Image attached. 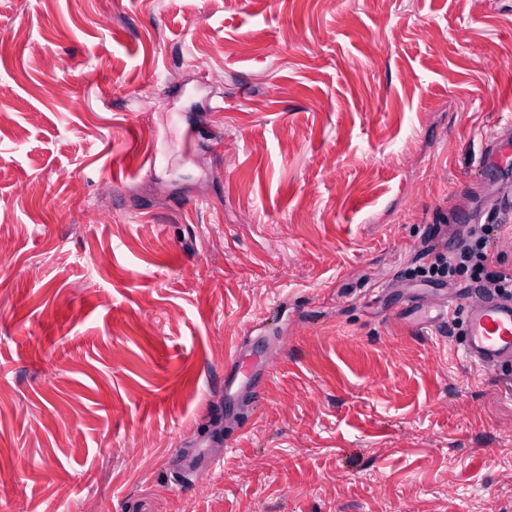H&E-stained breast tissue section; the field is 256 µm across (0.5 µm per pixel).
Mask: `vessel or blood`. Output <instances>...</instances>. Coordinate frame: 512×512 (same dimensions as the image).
I'll list each match as a JSON object with an SVG mask.
<instances>
[{"label": "vessel or blood", "mask_w": 512, "mask_h": 512, "mask_svg": "<svg viewBox=\"0 0 512 512\" xmlns=\"http://www.w3.org/2000/svg\"><path fill=\"white\" fill-rule=\"evenodd\" d=\"M394 314L431 331L449 319L461 318L463 337L454 347L458 360L485 370L512 365V295L466 289L444 297L440 304L429 310L423 308L416 294L409 292ZM268 374L266 363L253 361L247 347H236L224 365L225 398H234L242 391L247 399L259 402L260 382ZM176 460L183 471L199 467L216 470L222 467L224 455L220 452L200 453L183 445L176 454Z\"/></svg>", "instance_id": "b4317fda"}]
</instances>
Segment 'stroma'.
<instances>
[{"instance_id":"stroma-1","label":"stroma","mask_w":512,"mask_h":512,"mask_svg":"<svg viewBox=\"0 0 512 512\" xmlns=\"http://www.w3.org/2000/svg\"><path fill=\"white\" fill-rule=\"evenodd\" d=\"M0 87V512L512 507V366L393 315L512 225V0H0ZM498 234L499 224L470 228L466 238L451 253L435 254L430 258L423 277L429 282L440 283L469 273L472 282L481 288L484 277L494 288L511 291L512 266L507 267L504 255L497 250ZM496 265L501 269L487 272L488 267ZM249 348L237 346L231 358L224 364V400L232 399L239 391H245L247 402L259 403L260 381L269 374L265 361L256 363L250 358ZM221 446L224 447L223 451L200 453L189 448L185 442H181L179 444V451L175 456L180 470L190 471L199 467H205L210 470L221 468L224 460V451L226 453L232 445L228 440H225V442L223 440Z\"/></svg>"}]
</instances>
